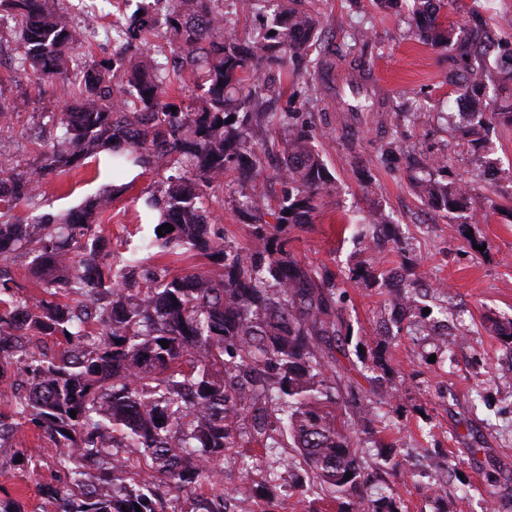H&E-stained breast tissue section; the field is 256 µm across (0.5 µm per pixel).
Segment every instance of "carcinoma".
<instances>
[{"instance_id":"1","label":"carcinoma","mask_w":512,"mask_h":512,"mask_svg":"<svg viewBox=\"0 0 512 512\" xmlns=\"http://www.w3.org/2000/svg\"><path fill=\"white\" fill-rule=\"evenodd\" d=\"M132 1L134 11L112 23L116 52L88 64L75 54L82 27L54 0H0L14 19L12 71L70 101L51 116L60 134L35 135L34 160L0 159V383L9 382L12 406L0 413V442L31 424L52 443L57 480L43 494L55 512H168V495L185 486L200 490L192 512H230L217 465L239 439L286 456L302 512H318L313 504L322 499L339 503L338 512H395L389 487L374 475L389 457L370 465L351 436L382 433L384 417L336 394L328 374L326 351L361 356L338 285L297 261L282 236V227L333 208L335 178L294 113L263 108L290 60L304 63L308 83L340 112L379 111L370 88L351 85L349 99L322 82L327 54L310 58L322 19L303 0L286 8L249 0L268 22L247 38L223 0L122 3ZM456 8L458 0H414L415 37L459 61L449 82L469 100L472 128H511L512 93L502 90L512 69L494 78L489 57L496 50L512 62V32L483 45L479 9L468 7L472 27L464 31L447 22ZM187 76L196 95L177 107L169 93ZM264 124L288 132L271 143L283 147L288 190L270 209L259 191L248 197L240 215L250 247L220 244L203 196L227 172L255 170L260 161L245 139ZM103 150L118 169L159 176L146 204L174 230L156 242L167 254H201L208 267L172 277L133 255L118 272L100 261V217L122 187L63 215H19L41 208L49 177L74 175ZM415 188L445 217L465 208L467 191L453 182L420 179ZM33 243L44 297L32 302L11 258ZM48 338L58 346L51 353L42 346ZM282 479L267 470L268 500Z\"/></svg>"}]
</instances>
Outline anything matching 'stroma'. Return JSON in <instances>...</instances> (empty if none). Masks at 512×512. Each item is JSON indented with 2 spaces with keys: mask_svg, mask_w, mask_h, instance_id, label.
Returning <instances> with one entry per match:
<instances>
[{
  "mask_svg": "<svg viewBox=\"0 0 512 512\" xmlns=\"http://www.w3.org/2000/svg\"><path fill=\"white\" fill-rule=\"evenodd\" d=\"M318 7L343 74L373 81L386 107L408 96L418 107L415 122L394 130L377 112L333 111L321 91H303L298 71L289 73L279 100L271 104L275 112L288 107L298 112L341 188L335 212L288 229L297 259L339 284L342 316L363 343L362 358L338 359L336 387L369 394L371 352L384 322L396 315L388 305L390 285L422 275L425 305L434 314H447L456 334L444 349L422 335L397 337L387 349L395 397L378 409L388 418L385 437L394 444L396 467L386 481L402 512H437L428 486L440 474L446 478L442 494L454 512H512V349L499 334L512 322V129L489 131L483 146L465 137L455 120L459 95L448 82L454 62L446 50L413 37L408 0L389 7L376 0H318ZM0 91L16 103L18 134L66 104L51 86L13 73L6 48L0 50ZM389 148L396 159L386 163L381 155ZM443 151L448 169L438 180L469 192L466 209L452 218L421 202L409 174L416 162ZM280 162V154L263 156L255 181L211 190L210 222L225 241L250 245L239 204L256 186L269 203H277L285 191ZM121 184L125 192L102 215L109 262L134 252L146 268L164 266L174 276L205 265L203 257L165 255L154 246L158 214L144 200L157 188L155 175L141 168L112 169L105 151L99 164L46 183L41 211H68ZM375 210L389 217L377 231L364 222ZM368 263L378 269V280L362 277ZM476 441L482 450L474 455L470 448ZM46 443L42 432L26 425L0 447V488L23 512H53L42 493L53 475L50 456H43L33 473L13 462L16 449ZM226 455L224 486L236 490L238 512H265L266 499L241 480L242 469L269 462L265 449L251 444L227 449ZM492 470L500 474L494 486L485 478Z\"/></svg>",
  "mask_w": 512,
  "mask_h": 512,
  "instance_id": "35a3bbf8",
  "label": "stroma"
}]
</instances>
